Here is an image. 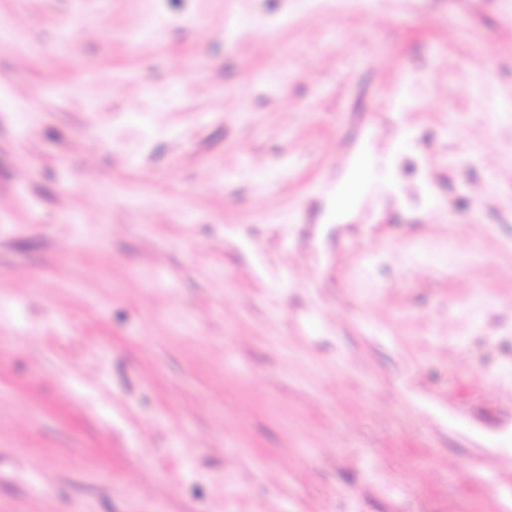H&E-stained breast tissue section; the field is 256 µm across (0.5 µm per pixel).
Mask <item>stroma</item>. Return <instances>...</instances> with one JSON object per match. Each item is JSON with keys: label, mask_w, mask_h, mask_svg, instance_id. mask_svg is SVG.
<instances>
[{"label": "stroma", "mask_w": 512, "mask_h": 512, "mask_svg": "<svg viewBox=\"0 0 512 512\" xmlns=\"http://www.w3.org/2000/svg\"><path fill=\"white\" fill-rule=\"evenodd\" d=\"M511 106L512 0H0V512H512Z\"/></svg>", "instance_id": "35a3bbf8"}]
</instances>
